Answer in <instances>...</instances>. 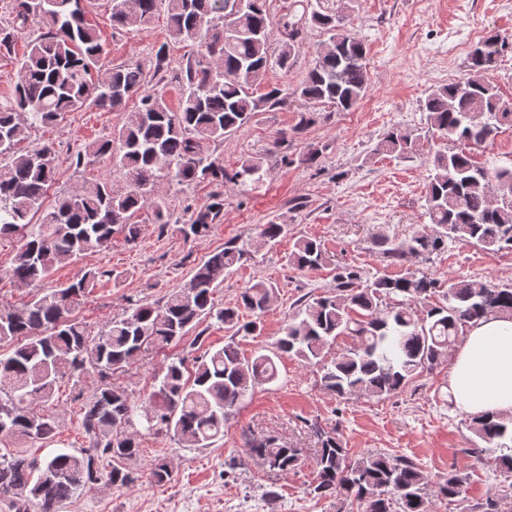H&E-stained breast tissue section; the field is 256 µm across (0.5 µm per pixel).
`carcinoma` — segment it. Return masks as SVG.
<instances>
[{"label":"carcinoma","instance_id":"1","mask_svg":"<svg viewBox=\"0 0 512 512\" xmlns=\"http://www.w3.org/2000/svg\"><path fill=\"white\" fill-rule=\"evenodd\" d=\"M111 2L115 28L147 26L158 4L166 3L170 41L197 47L176 73L180 106L174 112L162 91L145 90L139 63L102 69L101 33L86 18L83 0H13L11 24L0 27V55L12 52L19 31L33 25L40 29L21 59L12 96L0 102V239L19 243L8 270L18 287L42 285L57 267L107 246L117 231L136 243L141 225L132 218L145 206L161 228L172 225L186 240L206 235L220 221L224 199L214 195L190 210L187 219H175L166 195L157 189L159 174L181 186L203 181L256 185L262 180L263 158L250 156L228 169L207 144L237 132L260 112L286 105L290 97L313 109L348 112L369 87L366 47L352 27L357 0H293L276 20L267 0H248L251 7L236 12L226 9L228 0ZM307 27L326 35L314 65L291 89L267 83L271 68L291 67ZM498 44L492 35L474 47L470 69L478 76L434 87L422 105L426 133L437 140L424 194L433 231L392 246L380 240L392 264L411 257L427 261L456 240L512 251V166L480 165L469 152L512 124V99L479 77L495 67ZM131 99L135 103L129 108ZM90 107L121 110L122 121L111 136L77 153L73 163L79 167L88 155L106 156L128 188L115 193L111 182L102 179L59 197L47 209L44 196L55 179L54 154L47 145L23 143L31 130ZM422 147V135L393 126L374 151L405 158ZM36 215L39 223L33 224ZM287 231L286 224H264L253 246H268ZM248 254L243 245L225 243L164 301L130 305L95 336L73 312L102 281L119 285L120 271L88 269L63 288L37 293L20 308L0 310V343H13L11 353L0 358V442L53 437L59 428L56 416L33 404L50 407L59 381L93 373L104 378L180 340L204 319L224 324L233 336L262 335L261 316L275 294L270 283L252 281L233 306L214 302L224 273ZM287 262L301 271L317 269L323 263L321 243L297 240ZM334 281L333 289L289 317L276 349L318 368L321 386L339 399L392 396L437 367L448 346L479 319L512 318L511 283L464 277L441 281L418 270L365 280L349 268L337 269ZM243 310L254 319L241 321ZM278 378L272 356L259 352L245 358L232 342L195 361L191 380L184 378L183 361H172L144 402L145 430L170 435L184 448H208L248 391ZM135 409L124 389L98 385L83 403V426L93 448L79 455L60 452L42 462L16 450L0 460V500L14 512H28L30 502L38 504L39 512H58L103 480L130 482L127 462L140 453L136 437L126 432ZM311 429L320 441L312 492L335 499L338 512H430L429 499L464 492L468 475L458 470L434 480L408 457L377 450L354 457L342 439L315 423ZM468 430L482 442L470 453L512 474V416H472ZM248 455L270 472L297 470L307 461L303 449L272 436L249 441ZM150 478L158 484L168 481L169 463L156 460Z\"/></svg>","mask_w":512,"mask_h":512}]
</instances>
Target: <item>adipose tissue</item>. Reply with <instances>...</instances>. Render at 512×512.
Returning <instances> with one entry per match:
<instances>
[{
    "mask_svg": "<svg viewBox=\"0 0 512 512\" xmlns=\"http://www.w3.org/2000/svg\"><path fill=\"white\" fill-rule=\"evenodd\" d=\"M448 402L471 415H512V320L490 316L469 328L453 353Z\"/></svg>",
    "mask_w": 512,
    "mask_h": 512,
    "instance_id": "ef3b65f1",
    "label": "adipose tissue"
}]
</instances>
